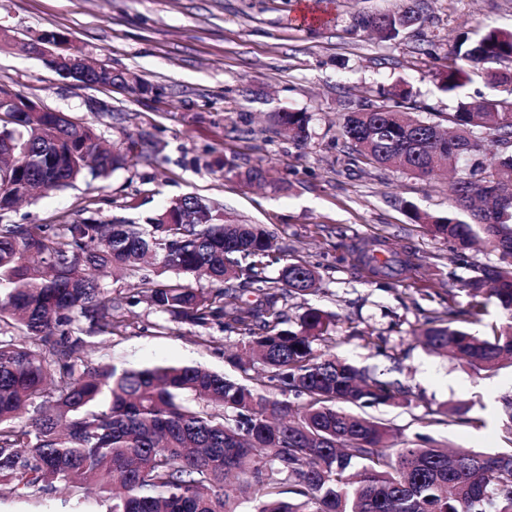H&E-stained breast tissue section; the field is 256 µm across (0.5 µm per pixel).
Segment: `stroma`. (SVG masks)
Here are the masks:
<instances>
[{
    "instance_id": "obj_1",
    "label": "stroma",
    "mask_w": 512,
    "mask_h": 512,
    "mask_svg": "<svg viewBox=\"0 0 512 512\" xmlns=\"http://www.w3.org/2000/svg\"><path fill=\"white\" fill-rule=\"evenodd\" d=\"M303 0H0V85L92 125L105 143L139 142L144 155L107 180H81L44 192L10 213L40 224L58 212L84 218L95 200L101 220L125 215L138 201L152 211L160 199L196 194L227 216L264 225L287 257L317 266L319 290L284 300L285 326L298 329L308 307L336 316V355L408 390L395 406L369 408L386 419L395 443L413 438L420 422L457 405L469 420L429 427L455 446L491 453L502 445L500 412L512 397V370L475 373L431 352L419 337L426 318L466 310L461 282L473 265H494L498 253L468 250L453 263L448 243L413 221L412 211L447 214L449 177L420 178L352 161L340 136L346 112L363 100L380 104L392 87L410 89L420 118L445 122L456 100L439 75L464 36L512 28V0H422L424 22L393 40L370 35L360 16L391 9L394 0H317L323 18L300 19ZM55 31L67 52L91 57L113 72L138 75L147 87L131 94L121 83L80 86L25 48ZM310 113L304 144L278 135L271 113ZM227 156L242 167L263 166L274 191L243 185L205 161ZM383 237L414 265L397 283L370 279L356 267L352 245ZM129 326L89 353L129 367L193 364L239 376L229 356L241 337L213 322L199 327L156 312L147 303L121 309Z\"/></svg>"
}]
</instances>
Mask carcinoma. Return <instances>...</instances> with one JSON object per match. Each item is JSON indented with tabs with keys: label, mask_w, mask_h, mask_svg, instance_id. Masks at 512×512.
<instances>
[{
	"label": "carcinoma",
	"mask_w": 512,
	"mask_h": 512,
	"mask_svg": "<svg viewBox=\"0 0 512 512\" xmlns=\"http://www.w3.org/2000/svg\"><path fill=\"white\" fill-rule=\"evenodd\" d=\"M423 23L418 0L366 14L359 24L389 39ZM448 60L442 88L459 97L448 131L395 106L367 102L347 113L342 137L372 162L428 177L439 162L456 173L454 211H413L416 222L458 249L478 240L499 254L465 282L466 315L479 322L496 300L499 322L485 334L448 318L420 335L433 352L472 370L512 367V29L490 28ZM494 93L460 97L471 75ZM297 141L310 115L276 112ZM0 134L13 143L11 174L0 190V220L39 189L87 177L105 180L128 167V151L102 147L93 128L61 112H0ZM500 148L479 159L484 135ZM224 172L245 184L261 167ZM275 238L260 224H239L223 206L184 194L133 222L59 212L43 224L0 223V499L25 500L60 488L106 505V512H512V397L502 401L504 448L448 451L417 433L392 449L390 426L357 410L396 403L404 391L328 351L334 315L309 308L285 329L280 300L309 294L317 267L288 259L276 284L262 270L275 260ZM368 273L387 282L413 265L374 237L354 250ZM130 280L126 304L194 325L224 322L242 331L235 355L241 379L190 364L139 368L92 363L88 351L123 331L101 280ZM207 280L211 288L197 286ZM260 295L255 304L228 297ZM320 341L327 350L318 352ZM461 406L421 421L427 428L464 420Z\"/></svg>",
	"instance_id": "1"
}]
</instances>
